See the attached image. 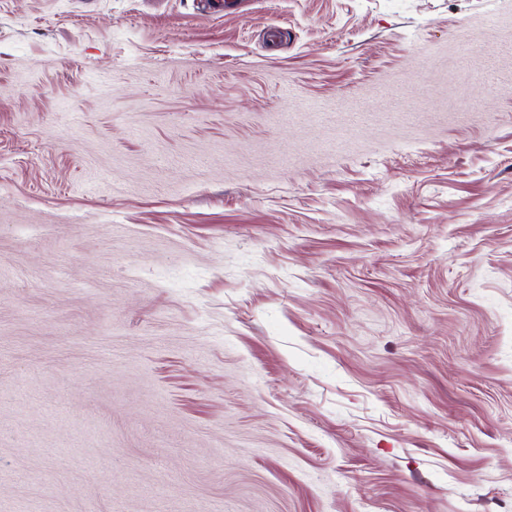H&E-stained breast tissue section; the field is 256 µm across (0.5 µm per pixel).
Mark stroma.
Returning a JSON list of instances; mask_svg holds the SVG:
<instances>
[{
	"mask_svg": "<svg viewBox=\"0 0 512 512\" xmlns=\"http://www.w3.org/2000/svg\"><path fill=\"white\" fill-rule=\"evenodd\" d=\"M512 0H0V512H512Z\"/></svg>",
	"mask_w": 512,
	"mask_h": 512,
	"instance_id": "35a3bbf8",
	"label": "stroma"
}]
</instances>
